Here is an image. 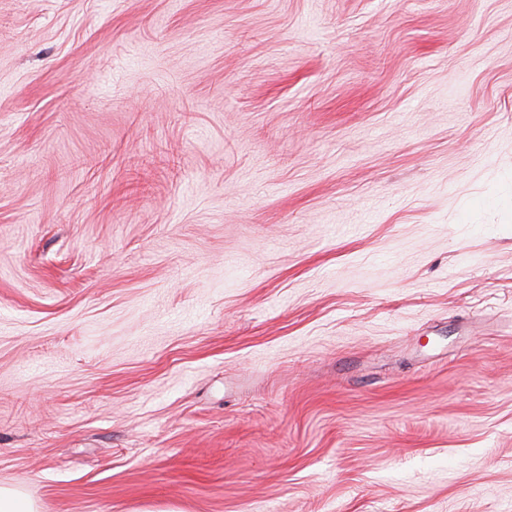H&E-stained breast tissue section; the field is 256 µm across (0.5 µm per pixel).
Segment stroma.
<instances>
[{"label": "stroma", "instance_id": "obj_1", "mask_svg": "<svg viewBox=\"0 0 512 512\" xmlns=\"http://www.w3.org/2000/svg\"><path fill=\"white\" fill-rule=\"evenodd\" d=\"M0 486L512 512V0H0Z\"/></svg>", "mask_w": 512, "mask_h": 512}]
</instances>
